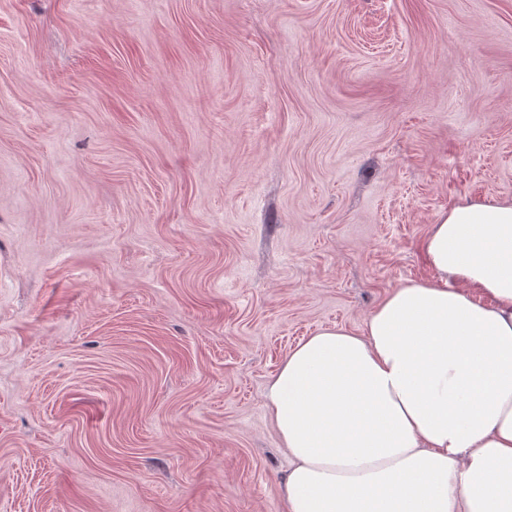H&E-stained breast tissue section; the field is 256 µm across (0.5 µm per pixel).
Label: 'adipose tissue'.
Returning a JSON list of instances; mask_svg holds the SVG:
<instances>
[{"label":"adipose tissue","mask_w":512,"mask_h":512,"mask_svg":"<svg viewBox=\"0 0 512 512\" xmlns=\"http://www.w3.org/2000/svg\"><path fill=\"white\" fill-rule=\"evenodd\" d=\"M423 251L433 277L269 382L286 512H512V200L449 209Z\"/></svg>","instance_id":"adipose-tissue-1"}]
</instances>
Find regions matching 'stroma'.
<instances>
[{
	"instance_id": "1",
	"label": "stroma",
	"mask_w": 512,
	"mask_h": 512,
	"mask_svg": "<svg viewBox=\"0 0 512 512\" xmlns=\"http://www.w3.org/2000/svg\"><path fill=\"white\" fill-rule=\"evenodd\" d=\"M512 199V0H0V512H284L288 353Z\"/></svg>"
}]
</instances>
